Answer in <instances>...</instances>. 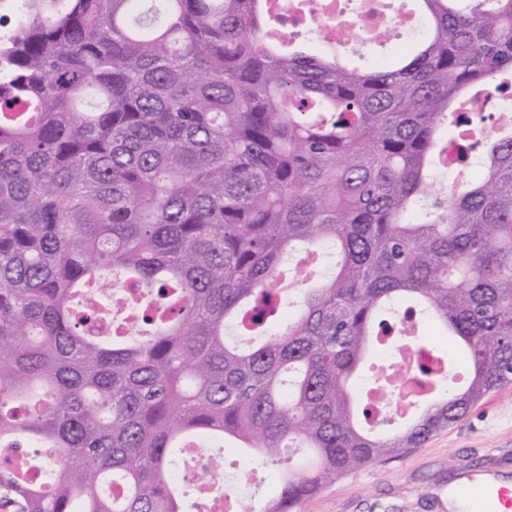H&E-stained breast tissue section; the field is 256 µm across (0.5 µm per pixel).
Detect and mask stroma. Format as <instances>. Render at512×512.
<instances>
[{
    "label": "stroma",
    "mask_w": 512,
    "mask_h": 512,
    "mask_svg": "<svg viewBox=\"0 0 512 512\" xmlns=\"http://www.w3.org/2000/svg\"><path fill=\"white\" fill-rule=\"evenodd\" d=\"M493 461L512 478V383L420 447L337 480L299 512H448L449 470Z\"/></svg>",
    "instance_id": "obj_1"
}]
</instances>
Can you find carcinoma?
Masks as SVG:
<instances>
[{"label": "carcinoma", "mask_w": 512, "mask_h": 512, "mask_svg": "<svg viewBox=\"0 0 512 512\" xmlns=\"http://www.w3.org/2000/svg\"><path fill=\"white\" fill-rule=\"evenodd\" d=\"M412 2L414 52L360 72L258 0H31L0 41V512H184L185 448L226 437L288 464L238 512H297L512 383V0ZM119 276L155 310L102 336ZM403 301L448 347L375 432L404 372L350 380Z\"/></svg>", "instance_id": "obj_1"}]
</instances>
